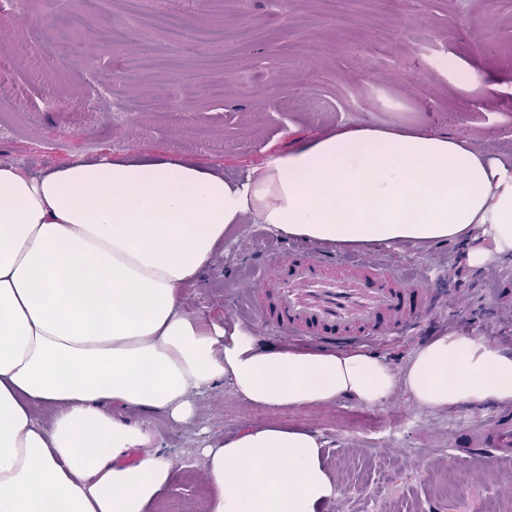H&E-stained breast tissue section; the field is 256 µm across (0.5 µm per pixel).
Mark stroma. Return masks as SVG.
Returning a JSON list of instances; mask_svg holds the SVG:
<instances>
[{
	"mask_svg": "<svg viewBox=\"0 0 512 512\" xmlns=\"http://www.w3.org/2000/svg\"><path fill=\"white\" fill-rule=\"evenodd\" d=\"M168 11L192 30H224L230 41L173 45L147 10L123 0H89L82 28L58 4L19 0L0 23V166L28 175L109 154L136 160L168 156L242 179L270 156L366 124L417 127L466 140L488 155L512 153V0H349L344 14L324 15L316 0H204ZM111 20L116 48L92 36ZM224 86L220 99L201 87ZM318 101L319 111L295 100ZM151 110H141L142 100ZM277 111H269V100ZM281 237L263 224H241L204 278L184 290L203 321L240 325L263 345L280 344L243 303L270 268L256 256L275 253ZM468 244L441 241L384 249L382 258L410 274L427 273L437 311L407 335L367 352L400 370L413 351L453 330L482 327L495 346L512 350V261L468 264ZM196 414L125 410L146 423L154 445L175 457L178 472L155 512H205L200 450L254 425L283 424L319 435L338 495L321 512H507L512 458L487 468L458 452L454 438L478 429L495 403L444 410L418 408L395 390L381 406L341 400L329 407L280 411L248 404L229 384L195 395ZM465 478L447 494L448 477Z\"/></svg>",
	"mask_w": 512,
	"mask_h": 512,
	"instance_id": "stroma-1",
	"label": "stroma"
}]
</instances>
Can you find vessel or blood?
<instances>
[{
  "label": "vessel or blood",
  "instance_id": "vessel-or-blood-1",
  "mask_svg": "<svg viewBox=\"0 0 512 512\" xmlns=\"http://www.w3.org/2000/svg\"><path fill=\"white\" fill-rule=\"evenodd\" d=\"M271 296V306L253 303L256 321L276 334L326 347L405 335L435 309L433 295L419 279L396 266L301 247L275 258ZM456 446L491 460L511 455L512 412L497 413L480 430L460 433Z\"/></svg>",
  "mask_w": 512,
  "mask_h": 512
}]
</instances>
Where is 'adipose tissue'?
Here are the masks:
<instances>
[{"instance_id":"ef3b65f1","label":"adipose tissue","mask_w":512,"mask_h":512,"mask_svg":"<svg viewBox=\"0 0 512 512\" xmlns=\"http://www.w3.org/2000/svg\"><path fill=\"white\" fill-rule=\"evenodd\" d=\"M312 244L426 248L482 233L470 265L512 258V156L366 125L270 157L242 181L164 158L0 167V512H153L175 459L131 406L192 418L231 382L267 408L512 403V350L454 331L402 371L362 351L268 348L204 322L183 290L232 229ZM52 408L49 425L36 416ZM207 512H320L337 492L312 432L257 426L204 448Z\"/></svg>"}]
</instances>
